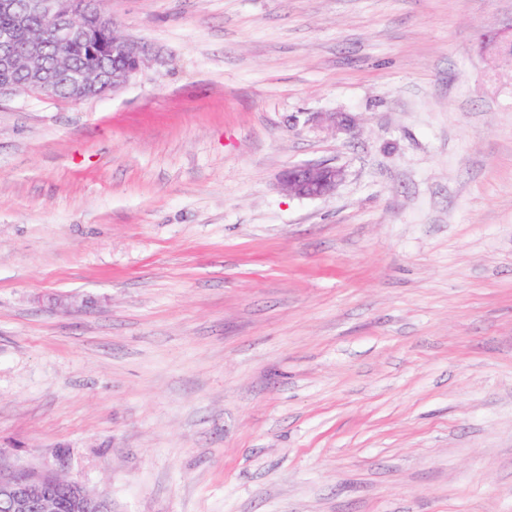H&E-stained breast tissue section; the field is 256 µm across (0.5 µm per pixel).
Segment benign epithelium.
Listing matches in <instances>:
<instances>
[{
  "mask_svg": "<svg viewBox=\"0 0 512 512\" xmlns=\"http://www.w3.org/2000/svg\"><path fill=\"white\" fill-rule=\"evenodd\" d=\"M0 14L12 19V28L0 33V68L17 70L24 59L34 62L27 68L29 81L24 90L57 99L60 85H68V99L80 102L117 93L149 67V46L124 37L103 11V0H0ZM40 16L49 23L48 32L32 29L31 18ZM109 31V44L130 65L110 73L101 70L70 72L60 65L58 77H47L35 62L42 56L44 40L51 37L60 44L91 42L96 30ZM344 172L336 166L305 163L289 167L281 175L280 184L289 194L315 199L332 194L342 181ZM61 477L51 471L0 469V512H56ZM72 512H103V506L79 483L70 481Z\"/></svg>",
  "mask_w": 512,
  "mask_h": 512,
  "instance_id": "obj_1",
  "label": "benign epithelium"
}]
</instances>
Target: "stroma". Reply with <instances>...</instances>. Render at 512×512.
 Wrapping results in <instances>:
<instances>
[{
    "label": "stroma",
    "instance_id": "1",
    "mask_svg": "<svg viewBox=\"0 0 512 512\" xmlns=\"http://www.w3.org/2000/svg\"><path fill=\"white\" fill-rule=\"evenodd\" d=\"M105 8L138 80L0 97V465L110 512H512V0ZM343 176V170L336 166L322 163L297 164L284 171L280 184L290 195L315 199L332 194ZM71 495L72 512H103V506L96 498L87 492L79 483L68 481Z\"/></svg>",
    "mask_w": 512,
    "mask_h": 512
}]
</instances>
